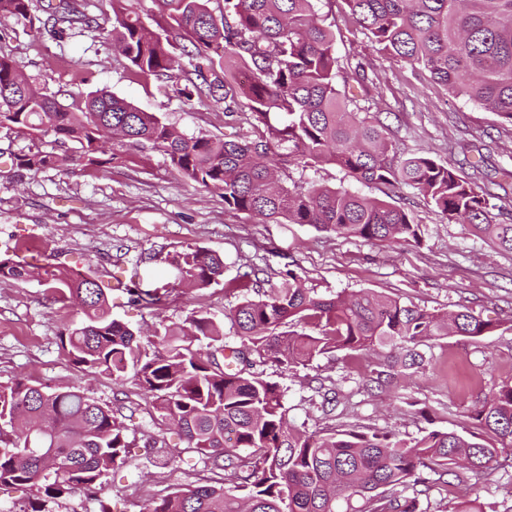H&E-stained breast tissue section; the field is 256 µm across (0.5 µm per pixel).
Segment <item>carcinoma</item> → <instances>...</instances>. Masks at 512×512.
<instances>
[{
  "label": "carcinoma",
  "instance_id": "carcinoma-1",
  "mask_svg": "<svg viewBox=\"0 0 512 512\" xmlns=\"http://www.w3.org/2000/svg\"><path fill=\"white\" fill-rule=\"evenodd\" d=\"M32 0H0V19L30 32L42 20ZM165 24L153 30L125 9L98 21L77 0L48 5L47 20L88 31L115 47L137 74L172 88L190 101L224 103L255 137L232 139L174 132L157 115L142 112L108 91L81 97L77 111L39 91L0 56V129L51 135L58 153L9 154L11 166L39 172L98 154L113 129L132 147L163 154L183 177L222 191L224 208L282 224H308L367 242L420 243L414 214L345 187L299 181L271 182L282 145L288 163L305 170L331 164L350 182L410 188L450 220L474 227L512 251V209L498 195L458 175L456 166L429 156L400 159L385 127L370 115L362 63L341 69L332 26L314 0H224L216 17L210 0H157ZM368 42L390 62L418 68L454 97L483 106L512 125V0H343ZM186 51L199 82L182 85L173 49ZM174 284L208 288L219 283L224 261L188 247L169 260ZM0 278L35 279L83 318L59 336L72 363L90 373L136 385L162 418L174 423L186 448L203 455L211 477L151 500L143 512H417L416 497L396 488L430 489L462 467L479 478L512 453V385L500 387L471 413L480 436L432 430L411 443L394 434L356 431L310 433L288 423L279 384L256 367L305 366L319 355L375 352L382 356L366 382H391L399 370L429 364L421 347L453 334L476 338L494 325L468 310L453 317L428 312L370 290L319 296L293 272L270 293L245 273L224 283L239 297L229 318L239 343L205 311L154 334L152 352L138 335L112 318L104 288L65 266L18 265L0 254ZM131 301L155 311L168 290L127 286ZM301 330H295L296 326ZM124 406H103L79 390L49 389L26 379L0 386V486L28 485L38 497L19 512H44L41 497L91 490L123 466L130 448Z\"/></svg>",
  "mask_w": 512,
  "mask_h": 512
}]
</instances>
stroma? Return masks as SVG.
<instances>
[{
  "label": "stroma",
  "mask_w": 512,
  "mask_h": 512,
  "mask_svg": "<svg viewBox=\"0 0 512 512\" xmlns=\"http://www.w3.org/2000/svg\"><path fill=\"white\" fill-rule=\"evenodd\" d=\"M315 8L333 24L337 56L364 64L375 110L398 154L452 162L466 152L483 153L487 171H461L483 188L500 180L502 171L512 172V127L480 105L449 95L424 73L390 63L365 41L342 0H316ZM0 54L63 104H71L72 79L79 73L85 90L110 91L184 134L221 138L231 131L223 104L158 91L153 80L133 76L112 46L91 35L35 36L23 24L0 19ZM32 145L27 133L0 132V253L22 249L32 265L62 264L97 277L108 287L113 318L142 334L204 310L220 322L225 340L234 338L227 314L237 300L223 285L188 293L173 289L165 307L153 313L111 286L116 279L161 276L168 260L190 246L218 254L225 279L257 271L265 290L291 271L322 296L371 290L430 311L466 308L495 325L479 338L432 341L425 349L426 371L370 390L364 379L378 360L373 353L325 354L291 370L267 364L263 375L283 389L291 423L319 434L391 431L410 442L432 430L473 428L477 397L512 385V253L470 224L448 220L412 190H402L392 202L414 212L421 241L389 245L226 210L220 191L182 179L160 152L120 142L112 145L126 156L119 164L11 172L7 152ZM79 318L76 307L54 300L38 281L0 278V385L26 378L85 392L103 405L122 399L133 412L135 442L126 464L108 472L97 493L78 489L47 500L44 510L142 512L150 500L204 477L201 456L185 452L179 461L155 463L147 438L172 442L175 434L142 398L134 375L115 383L72 364L59 336ZM330 388L338 393L333 403L323 399ZM472 498L482 512H512V456L500 457L481 479L467 476L448 489L433 487L419 496L418 509L452 512Z\"/></svg>",
  "instance_id": "obj_1"
}]
</instances>
